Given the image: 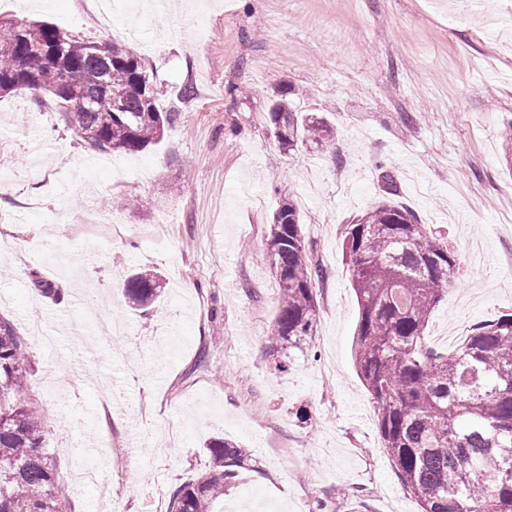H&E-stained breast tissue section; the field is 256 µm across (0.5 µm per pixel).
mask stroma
Segmentation results:
<instances>
[{
	"instance_id": "stroma-1",
	"label": "stroma",
	"mask_w": 512,
	"mask_h": 512,
	"mask_svg": "<svg viewBox=\"0 0 512 512\" xmlns=\"http://www.w3.org/2000/svg\"><path fill=\"white\" fill-rule=\"evenodd\" d=\"M165 12L85 14L95 0H0V18L113 39L144 59L160 109L180 121L137 153L88 147L29 90L0 98V315L31 359L30 400L55 456L67 512H148L206 471V442L249 448L253 470L221 512H308L344 487L371 512H419L398 483L352 361L359 306L346 223L384 196L446 238L458 282L426 333L512 313V0H166ZM192 96H184V86ZM335 129L327 146L283 150L275 94ZM294 200L324 269L310 347L269 350L278 286L265 234ZM168 287L129 303L131 269ZM58 284L44 297L30 274ZM287 370H279L276 358Z\"/></svg>"
}]
</instances>
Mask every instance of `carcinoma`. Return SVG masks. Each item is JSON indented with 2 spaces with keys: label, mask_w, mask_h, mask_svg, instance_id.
<instances>
[{
  "label": "carcinoma",
  "mask_w": 512,
  "mask_h": 512,
  "mask_svg": "<svg viewBox=\"0 0 512 512\" xmlns=\"http://www.w3.org/2000/svg\"><path fill=\"white\" fill-rule=\"evenodd\" d=\"M0 98L19 89L38 107L50 95L66 123L91 147L140 152L179 120L164 112L149 87L143 59L108 40L79 41L55 26L12 22L0 30ZM268 119L278 143L294 151L333 140V128L276 100ZM387 198L344 228L351 284L359 304L352 357L375 404L377 428L402 489L420 512H512V314L473 326L453 352L437 351L425 330L458 263L448 245L395 200L391 169L381 171ZM302 216L282 201L266 236V255L279 287L270 351L312 338L317 290L324 278L301 234ZM34 285L57 301L61 288L34 274ZM161 276L133 271L129 302L147 309L160 296ZM29 353L14 325L0 318V512H61L56 473L43 448L39 412L26 392ZM206 448L213 469L171 490L167 512H213L224 489L239 483L249 451L224 439Z\"/></svg>",
  "instance_id": "carcinoma-1"
}]
</instances>
